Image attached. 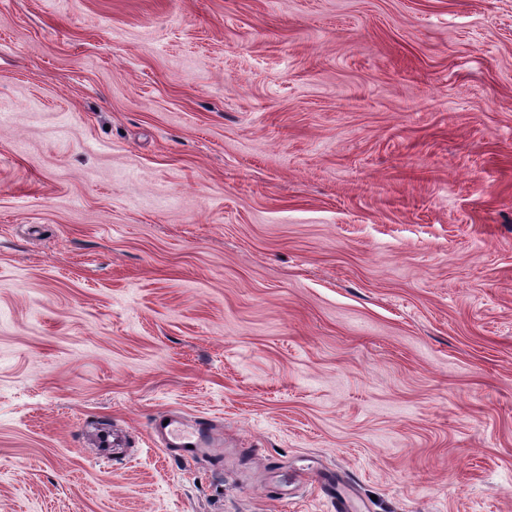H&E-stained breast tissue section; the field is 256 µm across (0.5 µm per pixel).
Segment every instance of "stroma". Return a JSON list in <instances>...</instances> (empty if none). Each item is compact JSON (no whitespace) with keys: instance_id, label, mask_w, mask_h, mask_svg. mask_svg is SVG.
<instances>
[{"instance_id":"1","label":"stroma","mask_w":512,"mask_h":512,"mask_svg":"<svg viewBox=\"0 0 512 512\" xmlns=\"http://www.w3.org/2000/svg\"><path fill=\"white\" fill-rule=\"evenodd\" d=\"M307 470L512 512V0H0V512ZM168 420L167 425L164 421ZM155 430L163 446L173 450L186 461H195L219 449V433L223 426L217 423H189L178 415L166 413L155 423ZM192 445V448H188Z\"/></svg>"}]
</instances>
